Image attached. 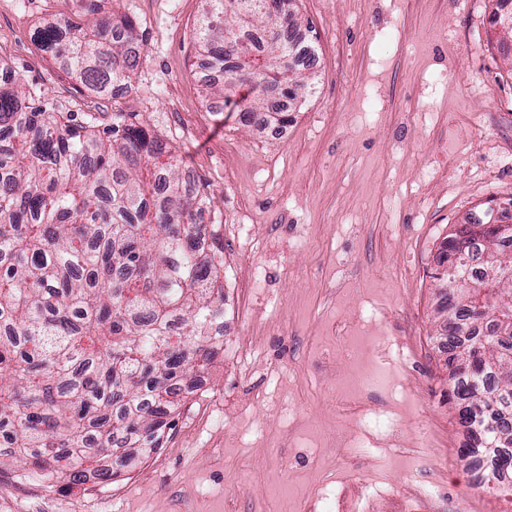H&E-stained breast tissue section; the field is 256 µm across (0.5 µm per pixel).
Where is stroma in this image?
<instances>
[{"mask_svg":"<svg viewBox=\"0 0 512 512\" xmlns=\"http://www.w3.org/2000/svg\"><path fill=\"white\" fill-rule=\"evenodd\" d=\"M80 0H0V62L76 119L129 113L204 189L219 227L224 344L184 379L162 448L70 492L0 475V512H512L458 455L466 431L439 344L441 242L512 197V36L498 0H295L317 63L292 120L243 125L207 97L205 0H116L142 62L101 96L40 50ZM261 265L264 287L247 270ZM380 388L352 410L356 379ZM422 457L417 483L409 456Z\"/></svg>","mask_w":512,"mask_h":512,"instance_id":"stroma-1","label":"stroma"}]
</instances>
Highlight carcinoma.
<instances>
[{"label": "carcinoma", "instance_id": "obj_1", "mask_svg": "<svg viewBox=\"0 0 512 512\" xmlns=\"http://www.w3.org/2000/svg\"><path fill=\"white\" fill-rule=\"evenodd\" d=\"M104 0H82L80 23L51 19L34 33L41 49L67 61L75 80L97 94L126 84L139 65L135 26L102 15ZM199 53L224 80L206 84L234 102L241 122L265 130L289 122L287 102L316 61L289 9L239 0L234 24L225 0H206ZM263 24L256 67L239 63L225 31ZM0 464L19 479L70 492L87 474L108 485L137 458L162 447L178 382L200 373L224 337V264L213 257L217 225L205 224V196L183 185L178 155L123 113L101 130L33 106L14 81L0 84ZM446 314L449 379L467 428L462 459L503 453L490 415H512V391L499 392L512 366V337L476 355L453 293Z\"/></svg>", "mask_w": 512, "mask_h": 512}]
</instances>
